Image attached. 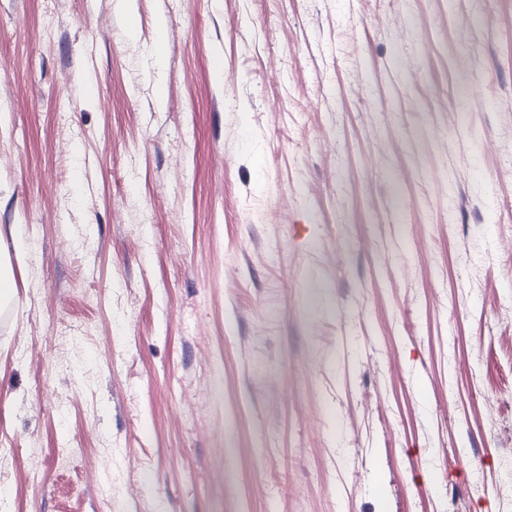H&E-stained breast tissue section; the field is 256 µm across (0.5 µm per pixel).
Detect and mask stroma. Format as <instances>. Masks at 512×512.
I'll use <instances>...</instances> for the list:
<instances>
[{"mask_svg": "<svg viewBox=\"0 0 512 512\" xmlns=\"http://www.w3.org/2000/svg\"><path fill=\"white\" fill-rule=\"evenodd\" d=\"M511 240L512 0H0V512H512Z\"/></svg>", "mask_w": 512, "mask_h": 512, "instance_id": "obj_1", "label": "stroma"}]
</instances>
